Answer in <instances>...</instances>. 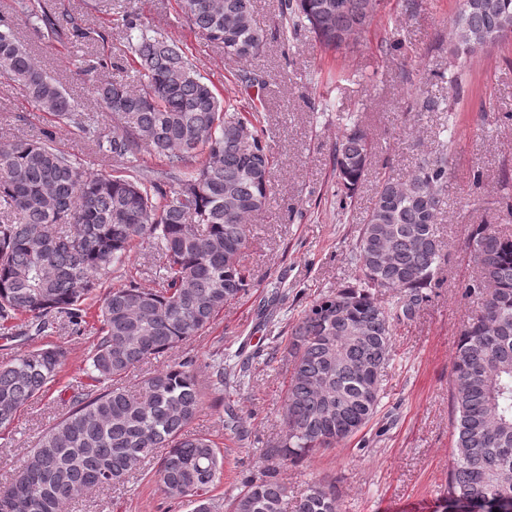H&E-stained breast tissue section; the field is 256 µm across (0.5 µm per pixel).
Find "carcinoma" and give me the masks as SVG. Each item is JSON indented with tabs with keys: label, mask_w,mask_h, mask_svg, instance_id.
<instances>
[{
	"label": "carcinoma",
	"mask_w": 512,
	"mask_h": 512,
	"mask_svg": "<svg viewBox=\"0 0 512 512\" xmlns=\"http://www.w3.org/2000/svg\"><path fill=\"white\" fill-rule=\"evenodd\" d=\"M381 0H281V27H306L340 48L369 28ZM186 21L227 57L248 60L267 40L254 0H180ZM31 34L47 43L104 41L106 36L56 11L49 0H13ZM127 52L140 88L98 81L91 93L110 113L102 127L16 39L0 28V78L39 112L77 135L117 174L92 173L55 146L44 130L0 146V333L40 335L52 319L87 329L85 304L144 239L155 241L158 287L131 281L110 290L68 413L46 429L28 462L0 487V512H64L91 486L125 482L161 448L155 472L169 498H192L210 512L209 493L224 455L206 433L188 431L206 403L195 362L183 359L143 380L134 393L119 381L152 356L201 336L246 292L242 264L252 216L271 200L274 156L258 113L244 115L196 70L188 54L124 11ZM512 29V0H463L456 42L470 49ZM161 168L145 175L142 152ZM372 144L352 121L336 141L334 167L345 196L364 180ZM448 158L418 163L405 180L383 178L352 249L356 283L325 295L289 327L283 349L288 375L283 434L262 449L261 473L243 477L226 512H287L289 490L277 470L288 461L333 448L350 434L343 421L367 424L376 414L393 325L420 309L444 256L436 217L445 204ZM477 258L472 293L478 314L463 324L449 381L453 447L444 498L493 512L512 503V236L490 224L471 226ZM396 293L389 307L371 289ZM66 351L27 350L0 364V428L58 376ZM211 393L231 398L244 364L215 354L206 364ZM338 490L315 481L295 512H337Z\"/></svg>",
	"instance_id": "cac0c4a2"
}]
</instances>
